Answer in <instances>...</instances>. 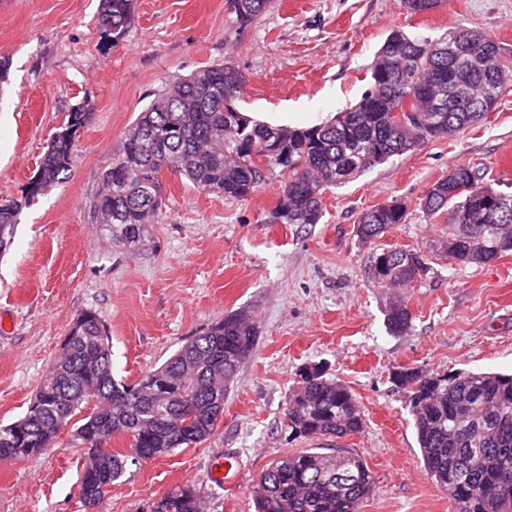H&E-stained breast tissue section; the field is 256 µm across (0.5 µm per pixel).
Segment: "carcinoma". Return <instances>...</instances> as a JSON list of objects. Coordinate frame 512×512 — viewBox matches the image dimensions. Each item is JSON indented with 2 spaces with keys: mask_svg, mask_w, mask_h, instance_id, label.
<instances>
[{
  "mask_svg": "<svg viewBox=\"0 0 512 512\" xmlns=\"http://www.w3.org/2000/svg\"><path fill=\"white\" fill-rule=\"evenodd\" d=\"M272 0H225L244 26ZM443 0H405L417 15ZM134 0H101L100 20L112 35L131 24ZM470 29H450L432 41L392 31L370 66V87L336 120L302 129L250 124L237 107L244 77L228 64L203 67L175 81L143 108L101 177L93 209L112 241L139 243L162 206L161 174L170 171L205 192L246 200L265 184L267 171H288L273 222L318 224L326 190L371 166L425 142L449 138L479 123L512 86V55L496 38L477 44ZM89 118L88 106L66 115L20 199L0 203V253L12 244L23 206L67 178L73 141ZM420 207L453 226L448 255L460 265L489 264L512 254V185L486 184L480 171L457 166L427 191ZM401 203L374 206L358 220L357 236L370 242L406 221ZM431 271L416 250L381 249L369 256L368 278L405 288ZM401 304L387 323L401 332L412 322ZM258 328L230 313L184 343L162 365L131 385L112 375L111 336L93 311L74 320L61 349L19 420L0 426V460L34 456L80 419L75 433L95 449L83 466L80 496L95 508L100 486L118 482L130 455L112 449L129 437L140 459L166 456L204 441L241 363L253 352ZM284 411L292 433L341 438L358 434L363 416L352 392L323 372L300 373ZM410 393L418 448L427 473L449 491L454 512H512V374L458 371L395 373ZM90 414L83 415L84 410ZM374 478L357 456L304 450L276 460L253 487L255 512H359ZM151 512H203L190 489L169 492Z\"/></svg>",
  "mask_w": 512,
  "mask_h": 512,
  "instance_id": "obj_1",
  "label": "carcinoma"
}]
</instances>
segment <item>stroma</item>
<instances>
[{
	"label": "stroma",
	"mask_w": 512,
	"mask_h": 512,
	"mask_svg": "<svg viewBox=\"0 0 512 512\" xmlns=\"http://www.w3.org/2000/svg\"><path fill=\"white\" fill-rule=\"evenodd\" d=\"M458 26L488 32L512 52V0H444L419 15L403 0H274L247 26L225 0H135L134 20L117 38L100 23V0H0V57L9 61L0 84V201L21 198L67 112L92 106L69 177L22 210L0 257V424L25 413L82 311L107 325L113 375L127 384L224 315L243 312L255 319L258 341L215 432L130 465L98 512H149L183 488L209 512H254L260 474L308 448L367 464L375 487L359 512H453L423 466L409 394L394 373H512V255L455 263L448 225L419 207L460 164L489 181L512 180V88L482 123L329 189L317 224L271 223L286 178L279 167L245 201L164 176V204L131 249L113 244L91 203L129 125L176 78L230 64L245 79L243 111L288 112L311 124L361 98L391 31L435 39ZM392 202L406 205L405 223L362 242L360 214ZM390 247L421 251L432 272L408 288L369 282V256ZM396 303L414 316L403 333L387 326ZM313 367L351 389L360 434L304 438L284 426L300 373ZM87 454L67 429L40 455L0 461V512H89L79 495ZM218 457L233 459L232 481L213 479Z\"/></svg>",
	"instance_id": "stroma-1"
}]
</instances>
